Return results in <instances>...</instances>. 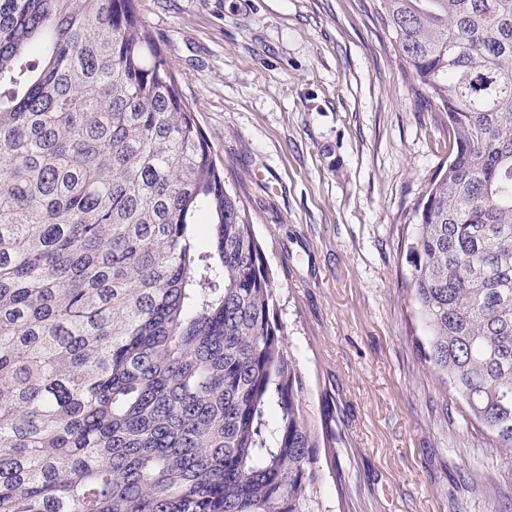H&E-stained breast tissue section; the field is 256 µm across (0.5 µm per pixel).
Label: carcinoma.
<instances>
[{
    "label": "carcinoma",
    "mask_w": 512,
    "mask_h": 512,
    "mask_svg": "<svg viewBox=\"0 0 512 512\" xmlns=\"http://www.w3.org/2000/svg\"><path fill=\"white\" fill-rule=\"evenodd\" d=\"M448 164L426 360L512 457V0H376ZM254 224L134 0H0V512H329Z\"/></svg>",
    "instance_id": "1"
}]
</instances>
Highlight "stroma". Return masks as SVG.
<instances>
[{
    "label": "stroma",
    "instance_id": "35a3bbf8",
    "mask_svg": "<svg viewBox=\"0 0 512 512\" xmlns=\"http://www.w3.org/2000/svg\"><path fill=\"white\" fill-rule=\"evenodd\" d=\"M274 277L329 512H512V457L422 357L406 247L448 133L373 0H135Z\"/></svg>",
    "mask_w": 512,
    "mask_h": 512
}]
</instances>
